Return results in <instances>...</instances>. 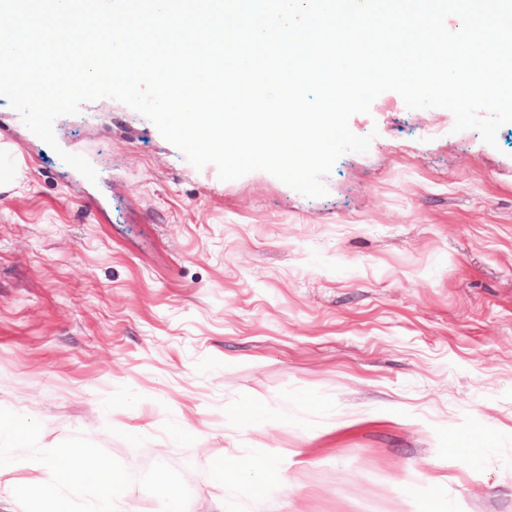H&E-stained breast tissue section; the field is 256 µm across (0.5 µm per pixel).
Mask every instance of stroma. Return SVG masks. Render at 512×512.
Wrapping results in <instances>:
<instances>
[{
    "label": "stroma",
    "mask_w": 512,
    "mask_h": 512,
    "mask_svg": "<svg viewBox=\"0 0 512 512\" xmlns=\"http://www.w3.org/2000/svg\"><path fill=\"white\" fill-rule=\"evenodd\" d=\"M454 122L382 93L349 121L369 151L307 197L195 168L113 99L58 117L53 149L0 97L24 161L0 192V407L41 448L173 466L197 512H512V123L492 146ZM255 464L287 484L239 478Z\"/></svg>",
    "instance_id": "35a3bbf8"
}]
</instances>
